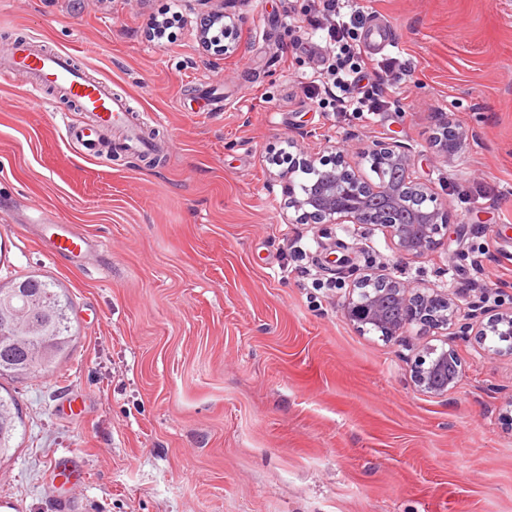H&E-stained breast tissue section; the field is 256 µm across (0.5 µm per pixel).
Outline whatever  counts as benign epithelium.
I'll return each mask as SVG.
<instances>
[{"label":"benign epithelium","instance_id":"obj_1","mask_svg":"<svg viewBox=\"0 0 512 512\" xmlns=\"http://www.w3.org/2000/svg\"><path fill=\"white\" fill-rule=\"evenodd\" d=\"M208 5L197 28L202 48L227 54L229 47L216 45L211 34L214 25L230 17L229 5L235 0H202ZM442 133L435 136L434 147L444 158L458 154L464 134L450 129L448 119L441 118ZM378 163L397 170L399 179L372 185L364 181L348 161L336 152L330 159L321 157H289L288 166L270 178L279 183L288 197L294 216L289 224H356L373 225L386 232L399 253L410 259L421 258L438 244L436 235L451 224L452 211L439 198L433 187L416 176L415 162L406 146L376 141L363 151ZM300 171L314 174L307 185H297ZM343 317L361 331L375 330L381 337L392 339L420 325L429 329L449 330L460 317L456 297L445 289H419L393 275L383 265L369 268L355 278L342 303ZM483 315L475 335L480 340L498 336L512 328V308L489 313L478 301L472 304V317ZM39 322L36 310L27 306L14 308L13 317L0 321V335H10L18 323ZM461 377V364L456 350L429 347L416 366L413 382L419 391L443 396L454 388Z\"/></svg>","mask_w":512,"mask_h":512}]
</instances>
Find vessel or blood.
I'll return each mask as SVG.
<instances>
[{
  "mask_svg": "<svg viewBox=\"0 0 512 512\" xmlns=\"http://www.w3.org/2000/svg\"><path fill=\"white\" fill-rule=\"evenodd\" d=\"M5 65L10 69L33 73L39 85L59 89L74 104L80 117L66 122L68 140L94 145L101 132L110 130L113 124L126 119L129 110L127 100L114 96L106 83L89 77L76 65L70 53L46 51L33 43L24 42L10 49ZM38 239L56 255L76 257L91 247L86 237L66 226L54 232L49 225H41Z\"/></svg>",
  "mask_w": 512,
  "mask_h": 512,
  "instance_id": "b4317fda",
  "label": "vessel or blood"
}]
</instances>
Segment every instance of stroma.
Returning a JSON list of instances; mask_svg holds the SVG:
<instances>
[{
    "instance_id": "35a3bbf8",
    "label": "stroma",
    "mask_w": 512,
    "mask_h": 512,
    "mask_svg": "<svg viewBox=\"0 0 512 512\" xmlns=\"http://www.w3.org/2000/svg\"><path fill=\"white\" fill-rule=\"evenodd\" d=\"M167 2L0 0L1 52L74 54L158 145L87 152L62 136L72 103L0 74V287L54 282L76 331L53 372L0 379L22 418L0 512H512V344L454 337L462 377L431 396L413 367L443 336L387 340L341 313L380 265L512 308V277L495 282L512 258V0H348L362 53L395 61L384 111L361 117L318 105L316 0H243L223 57L198 42L197 0H179L175 39L152 38ZM379 25L390 46L369 41ZM443 115L465 133L450 161L432 147ZM292 140L370 181L361 150L405 144L453 224L409 259L374 226L285 223L268 169ZM42 222L94 245L49 254Z\"/></svg>"
}]
</instances>
